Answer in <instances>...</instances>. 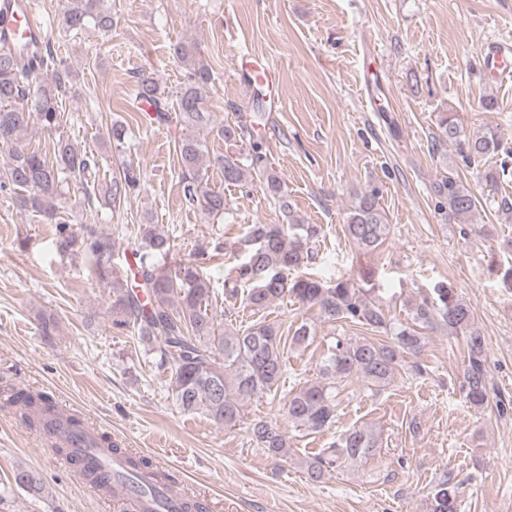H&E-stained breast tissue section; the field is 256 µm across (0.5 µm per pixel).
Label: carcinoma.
<instances>
[{
    "mask_svg": "<svg viewBox=\"0 0 512 512\" xmlns=\"http://www.w3.org/2000/svg\"><path fill=\"white\" fill-rule=\"evenodd\" d=\"M113 23L109 0H64L59 18L63 31L76 34L92 29L106 33L112 30ZM172 52L188 71L187 81L176 94L179 119L184 126L197 131L195 135L180 137L175 146L185 205L213 216L224 215V190L209 182V169L215 167L228 184L240 183L248 174L258 176L264 191L278 202L284 219L282 224L247 225L243 237L247 252L237 267L236 284L226 293L236 297L238 287L247 288L243 302L258 311L292 297L304 307H318L325 322L342 321L391 336L390 344L365 337H336L319 377L283 396L288 420L297 428L313 432L332 428L338 407L336 382L360 377L375 387L388 384L403 354L415 353L424 346L421 330L438 325L465 340L467 365L460 385L465 402L478 411L493 404L499 415L511 413L512 401L495 392L490 383L484 336L474 312L453 288L437 286L436 299L414 304L408 321L403 323L389 318L376 298L349 278L328 284L301 273L303 264L311 258L309 244L318 241L321 228L297 222L282 178L266 166L258 116L265 111L261 91H256L254 99L253 111L257 115L251 119L241 116L235 124L216 126L205 106L213 83L212 70L197 58L192 42H178L172 45ZM52 62L54 55L47 42L29 58L15 46L0 43V149L7 152V162L0 172V191L17 192L21 208L36 213L46 224L56 225L57 243L62 251L79 243L86 251L103 257L112 253L116 240L94 232L77 237L71 219L64 217L62 188L71 178L81 184L88 202L101 195L114 204L144 189L143 172L125 165L103 189L96 183L97 157L70 138L60 134L55 139L53 163L37 150L18 146L21 131L35 122L49 131L60 126L57 99L64 77L57 72L52 80L36 86L30 78L34 68L47 67ZM137 96L154 105V122L164 124L169 120L167 101L155 79L138 78ZM212 132L228 145L249 141L247 156L228 152L209 157L206 136ZM437 139L457 144L463 160L469 164L494 156L501 146L497 129L471 132L454 112L440 116ZM433 195L435 208L444 213L450 224L465 223L479 204L472 190L451 174L435 183ZM389 231L390 224L379 205V190L372 188L356 195L346 217L348 238L363 249L373 250ZM140 234L143 248L149 252L166 254L173 247L170 236L159 232L153 224L140 228ZM214 295L213 283L200 274L196 263L185 262L163 272L148 266L142 255L132 276L112 278L109 315L112 328L133 333L140 344L156 354L158 366L171 371L170 390L182 411L200 412L216 425L231 428L241 421L243 403L278 393L286 367V343L274 321L263 320L244 329L217 332V318L210 310ZM314 336L315 326L304 321L295 328L291 343L302 345ZM0 393L30 427L51 434L63 418L59 406L47 393L9 385L1 388ZM248 433L256 447L274 458L288 459L293 454L286 434L263 418L253 419ZM377 444L378 437L365 426L339 432L305 461L308 480L318 482L343 464L372 455ZM73 464L86 480L111 490V482L105 476L81 467L76 459ZM12 481L31 496L40 493V479L31 469H17ZM456 499V489L441 483L433 494L431 512H456Z\"/></svg>",
    "mask_w": 512,
    "mask_h": 512,
    "instance_id": "carcinoma-1",
    "label": "carcinoma"
}]
</instances>
